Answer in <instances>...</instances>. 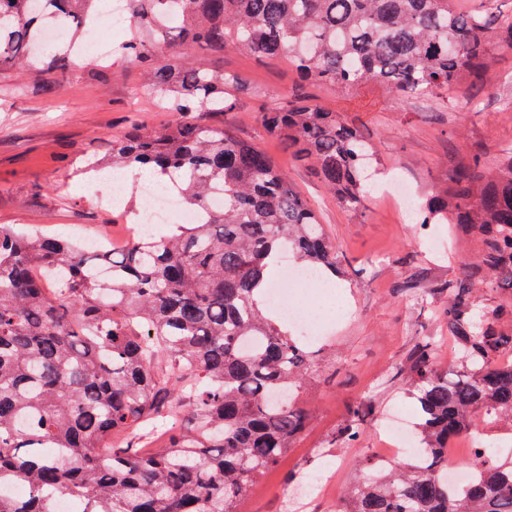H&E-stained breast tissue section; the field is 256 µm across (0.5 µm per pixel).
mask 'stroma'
<instances>
[{"instance_id": "obj_1", "label": "stroma", "mask_w": 512, "mask_h": 512, "mask_svg": "<svg viewBox=\"0 0 512 512\" xmlns=\"http://www.w3.org/2000/svg\"><path fill=\"white\" fill-rule=\"evenodd\" d=\"M214 65L244 78L240 105L227 122L282 165L344 257L331 290L335 305L320 306L317 289L300 296L318 308L315 339L307 345V430L257 480L238 510L283 512L288 495L304 502L305 512H338L342 496L378 460L379 432L392 412L416 407L396 379L397 369L427 343L436 367L459 362L440 311L448 299L445 287L468 251L455 240L452 226L421 224L376 192L361 211L337 208L309 166L268 136L255 115L295 90L347 113L377 151V185L406 181L422 205L459 162L476 157L494 165L499 150L512 144V51L496 53L483 83L465 81L421 98L398 97L375 81L335 91L301 80L287 61L261 63L240 49L226 51ZM137 78L122 61L96 73L85 61H74L67 78L53 87L30 71L0 74V224L74 238H108L124 227V218L105 201L106 186L90 179L87 165L108 159L113 137L132 121L152 130L169 121V113L152 101L133 99ZM364 397L373 411L358 441L337 442L350 405ZM336 467L342 473L335 498L307 495L296 482Z\"/></svg>"}]
</instances>
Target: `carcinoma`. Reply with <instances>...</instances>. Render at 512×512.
I'll return each mask as SVG.
<instances>
[{
	"label": "carcinoma",
	"mask_w": 512,
	"mask_h": 512,
	"mask_svg": "<svg viewBox=\"0 0 512 512\" xmlns=\"http://www.w3.org/2000/svg\"><path fill=\"white\" fill-rule=\"evenodd\" d=\"M495 2L462 10L455 0H125L134 29L113 53L141 70L135 92L172 119L112 139L109 166H152L155 184L205 218L119 253L0 225V484L28 488L0 496V512H55L60 494L76 512H236L308 426L307 351L271 309L270 267L290 252L327 278L341 259L284 170L211 122L238 108L242 77L186 47L285 59L303 79L337 89L376 80L427 97L482 77L494 51L512 50V13ZM98 3L0 0V74L30 67L63 79L72 56L44 47L42 30L59 24L76 37ZM258 123L310 164L336 205L363 207L372 147L353 121L285 95ZM216 190L224 208L211 210ZM421 215L477 246L442 310L460 367L435 368L426 344L398 371L418 404L420 453L370 464L343 512H512V464L490 443L471 449L473 479L448 485V443L471 435L472 415L512 418V362H498L512 350V295L475 308L479 289H512V146L492 169L476 158L458 164ZM371 410L354 404L336 440H356ZM145 426L162 444H115L98 456L106 440Z\"/></svg>",
	"instance_id": "1"
}]
</instances>
